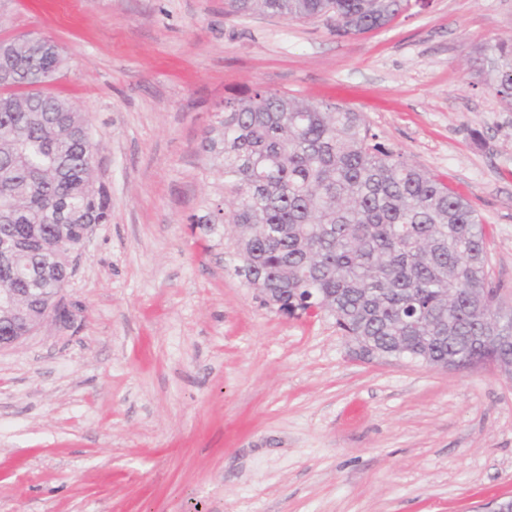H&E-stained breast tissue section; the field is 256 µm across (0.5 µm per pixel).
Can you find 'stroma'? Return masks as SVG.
Returning a JSON list of instances; mask_svg holds the SVG:
<instances>
[{
  "label": "stroma",
  "instance_id": "obj_1",
  "mask_svg": "<svg viewBox=\"0 0 512 512\" xmlns=\"http://www.w3.org/2000/svg\"><path fill=\"white\" fill-rule=\"evenodd\" d=\"M226 0H0L53 38L110 203L63 288L69 321L0 351V512H484L512 498V379L361 361L332 316L235 275L203 153L261 86L362 112L375 144L476 211L512 308V103L488 48L512 0H408L384 28L226 14Z\"/></svg>",
  "mask_w": 512,
  "mask_h": 512
}]
</instances>
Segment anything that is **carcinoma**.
Wrapping results in <instances>:
<instances>
[{"label":"carcinoma","mask_w":512,"mask_h":512,"mask_svg":"<svg viewBox=\"0 0 512 512\" xmlns=\"http://www.w3.org/2000/svg\"><path fill=\"white\" fill-rule=\"evenodd\" d=\"M231 11L322 20L338 35L388 24L406 0H229ZM33 34L6 37L27 64L0 86V291L35 288L55 303L81 248L110 217L93 176L85 114L48 91L59 52L30 54ZM489 76L512 104V43L492 46ZM360 112L248 88L224 99L202 150L221 161L224 199L196 224L235 227V274L280 289V308L324 311L364 352H423L462 366L509 356L469 336H512V313L485 315L492 288L484 230L466 200L426 171L370 143Z\"/></svg>","instance_id":"carcinoma-1"}]
</instances>
